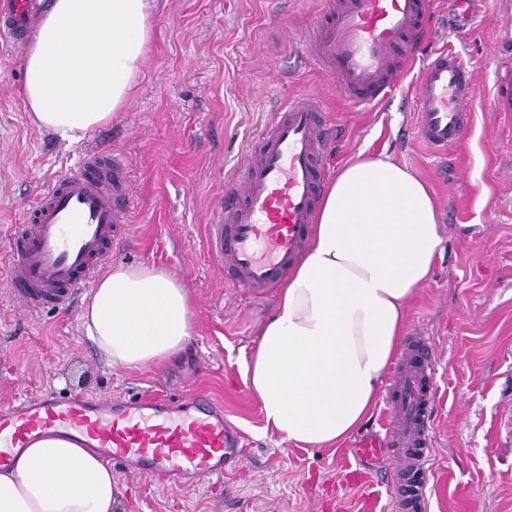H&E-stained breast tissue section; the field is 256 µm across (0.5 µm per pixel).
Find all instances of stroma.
Segmentation results:
<instances>
[{"label":"stroma","mask_w":512,"mask_h":512,"mask_svg":"<svg viewBox=\"0 0 512 512\" xmlns=\"http://www.w3.org/2000/svg\"><path fill=\"white\" fill-rule=\"evenodd\" d=\"M318 0H155L147 64L127 106L69 143L25 110L23 56L0 36V259L49 179L101 139L128 162L131 222L116 263H154L194 304L186 349L160 367L108 365L81 306L28 315L0 287V406L41 393L143 397L206 394L244 434L238 469L210 484L164 486L114 468L116 512H356L345 485L354 442L300 447L267 426L245 367L277 303L228 288L206 249V224L247 147L276 107L306 94L329 115L326 177L358 152L385 153L439 205L442 249L406 308V335L429 337L440 362L431 417L428 512H512V0H474L467 35L453 0H433L432 47L458 53L476 88L473 126L448 157L416 134L414 64L381 106L345 102L310 59Z\"/></svg>","instance_id":"35a3bbf8"}]
</instances>
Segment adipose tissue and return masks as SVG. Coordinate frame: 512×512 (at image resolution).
<instances>
[{
	"instance_id": "obj_1",
	"label": "adipose tissue",
	"mask_w": 512,
	"mask_h": 512,
	"mask_svg": "<svg viewBox=\"0 0 512 512\" xmlns=\"http://www.w3.org/2000/svg\"><path fill=\"white\" fill-rule=\"evenodd\" d=\"M150 9L151 0H52L24 60L34 123L77 142L122 110L143 70ZM441 245L435 197L411 170L363 152L339 170L246 368L284 440L334 448L363 424L399 352L406 304ZM193 314L173 273L118 263L81 319L109 364L143 368L185 348ZM117 494L99 453L59 435L0 468V512H115Z\"/></svg>"
}]
</instances>
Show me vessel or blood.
Instances as JSON below:
<instances>
[{"instance_id": "vessel-or-blood-1", "label": "vessel or blood", "mask_w": 512, "mask_h": 512, "mask_svg": "<svg viewBox=\"0 0 512 512\" xmlns=\"http://www.w3.org/2000/svg\"><path fill=\"white\" fill-rule=\"evenodd\" d=\"M311 58L353 103L384 99L409 70L432 0H322ZM39 0H0V35L23 47ZM471 70L454 52L426 56L413 88L417 134L447 154L474 123ZM329 124L316 100L289 99L251 141L208 226L211 257L229 286L254 298L281 288L307 249L324 190ZM127 160L106 143L82 152L11 225L6 283L24 308H66L112 258L129 221ZM439 363L410 337L389 376L383 435L360 458L386 460V512H424L429 427ZM62 434L113 465L169 485L199 483L236 463L241 434L204 396L172 402L37 395L0 407V467L31 443Z\"/></svg>"}]
</instances>
